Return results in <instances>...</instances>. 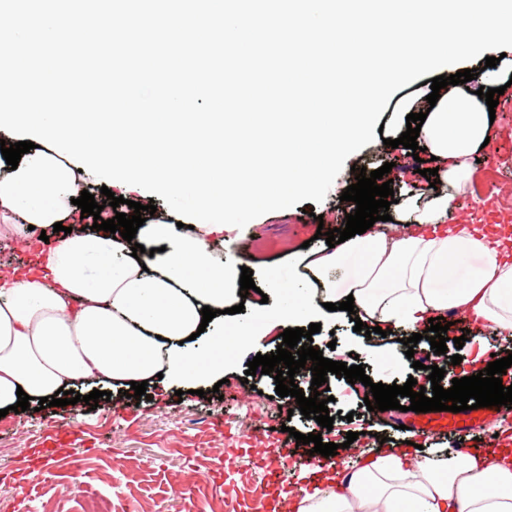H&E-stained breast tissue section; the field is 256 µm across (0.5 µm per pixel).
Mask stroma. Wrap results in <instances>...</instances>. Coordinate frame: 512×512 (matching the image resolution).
Listing matches in <instances>:
<instances>
[{"instance_id":"stroma-1","label":"stroma","mask_w":512,"mask_h":512,"mask_svg":"<svg viewBox=\"0 0 512 512\" xmlns=\"http://www.w3.org/2000/svg\"><path fill=\"white\" fill-rule=\"evenodd\" d=\"M431 75L410 88L395 91L378 121L382 133L371 144L349 156L322 202L306 199L298 205L265 213L244 228L227 227L224 253L236 255L253 272L256 289L238 321L263 328L265 319L253 306L259 291L272 280L300 278L298 257L304 242L325 247L316 235V219L342 225L354 213V202L341 198L355 182V171H374L384 163L395 166L392 183L395 202L389 207L391 230H399L406 209L416 205L418 190L427 187L419 167H431L428 152L408 156L405 148H392L391 140L406 130L407 101L430 94ZM512 132V105H497L491 126V144L479 152L473 164L472 185L455 192L449 219L469 218L484 223L495 217L505 234L512 235V204L476 194L474 183L492 175L504 189L512 191V147L501 145V133ZM321 325L312 345L325 358L348 361L358 355L359 365L372 382L404 385L407 379L425 382L427 373L413 369V361H425L434 351L419 342L413 357H406L396 334L365 336L355 331L347 312L327 311L317 317ZM492 331L470 325L463 347H449L450 355L461 354L465 372L487 366L485 351L506 357L507 349L495 348ZM283 341L279 333L260 343L234 349L224 367L225 384L209 398L195 394L177 397L175 386L148 387L146 396L126 397L117 383L95 380L77 384V393L110 392L97 409L85 402L64 407L40 408L31 400L30 410L8 412L0 417V512H83L89 500H102L109 512H288V505L301 489L311 485L306 467L282 445V424L296 431L321 434L323 442L337 443L335 462L351 454L345 448L347 432L369 429L373 447L382 438L404 443L398 427L410 422L409 397L389 411H370L354 385L344 377L329 375L333 398L329 414L332 430H322L315 420L282 409L275 394L273 376H246L248 361L257 354L276 351ZM498 417L483 415L471 429L461 433L441 430L423 440L424 448L479 449L497 451L500 441L493 433Z\"/></svg>"}]
</instances>
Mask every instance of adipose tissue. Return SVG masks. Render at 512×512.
<instances>
[{
  "label": "adipose tissue",
  "instance_id": "adipose-tissue-1",
  "mask_svg": "<svg viewBox=\"0 0 512 512\" xmlns=\"http://www.w3.org/2000/svg\"><path fill=\"white\" fill-rule=\"evenodd\" d=\"M512 75V57L498 71L448 88L419 136L436 156L438 175L405 232L376 224L336 249L303 259L307 281L283 289L267 310L268 327L316 316L323 304L353 297L362 322L419 333L430 319L464 313L501 336L512 335V263L497 245L466 224L449 225L450 190L471 177L470 160L491 133L477 91ZM87 173L47 147L23 154L17 167L0 158V235L21 246L34 229L62 222L39 251L34 268L0 277V408L18 392L55 394L79 381L129 384L156 375L192 388L224 371V338L257 341L244 323L222 316L239 293L238 265L226 263L224 235L209 224L177 227L156 218L134 242L120 234L75 225L73 201ZM145 251L133 257L131 245ZM360 260L356 275L337 288L344 256ZM216 310L202 324L203 307ZM205 326L206 348L187 338ZM295 512H512V448L492 455L436 448L421 458L405 446L383 448L336 470L327 483L303 492Z\"/></svg>",
  "mask_w": 512,
  "mask_h": 512
}]
</instances>
